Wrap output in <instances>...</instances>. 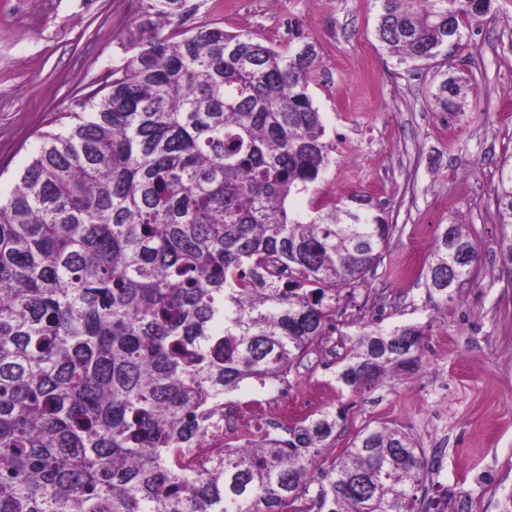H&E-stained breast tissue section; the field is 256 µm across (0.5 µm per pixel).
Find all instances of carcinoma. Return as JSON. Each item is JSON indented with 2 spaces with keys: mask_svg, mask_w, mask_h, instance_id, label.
I'll return each mask as SVG.
<instances>
[{
  "mask_svg": "<svg viewBox=\"0 0 512 512\" xmlns=\"http://www.w3.org/2000/svg\"><path fill=\"white\" fill-rule=\"evenodd\" d=\"M188 0H142L73 124L47 132L0 201V512H418L424 449L379 424L313 469L342 419L256 435L207 472L173 456L224 394L278 379L333 324L391 243L371 196L290 210L330 163L309 85L313 43L282 51L212 24ZM377 40L423 66L494 0H377ZM442 74L435 105L459 108ZM512 279V162L499 168ZM288 268L267 277L269 258ZM465 224L425 264L434 308L472 282ZM424 328L361 332L338 378L361 393L421 366Z\"/></svg>",
  "mask_w": 512,
  "mask_h": 512,
  "instance_id": "cac0c4a2",
  "label": "carcinoma"
}]
</instances>
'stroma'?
<instances>
[{"mask_svg":"<svg viewBox=\"0 0 512 512\" xmlns=\"http://www.w3.org/2000/svg\"><path fill=\"white\" fill-rule=\"evenodd\" d=\"M192 24H215L286 49L317 43L309 92L331 161L291 209L354 191L372 196L393 226L380 263L356 287L333 336L288 376L296 392L330 379L324 406L343 411L334 440L316 458L327 467L356 435L388 422L438 456L422 508L497 512L512 486V285L499 276L502 231L495 214L497 169L512 156V0H495L461 45L427 66L398 64L374 35L376 0H190ZM139 0H0V200L41 145L69 125L92 79L121 66ZM469 79L461 111L436 109L443 71ZM466 224L480 248L472 286L434 310L421 271L435 235ZM425 329L419 372L385 380L365 395L339 382L341 341L369 325Z\"/></svg>","mask_w":512,"mask_h":512,"instance_id":"35a3bbf8","label":"stroma"}]
</instances>
